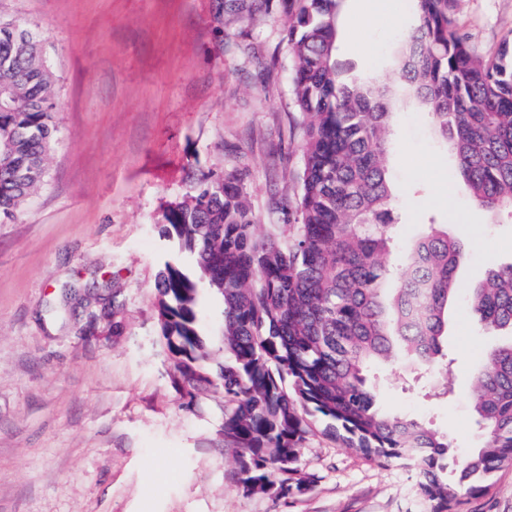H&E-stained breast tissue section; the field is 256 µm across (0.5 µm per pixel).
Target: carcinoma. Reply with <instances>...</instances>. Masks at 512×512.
<instances>
[{
    "label": "carcinoma",
    "instance_id": "1",
    "mask_svg": "<svg viewBox=\"0 0 512 512\" xmlns=\"http://www.w3.org/2000/svg\"><path fill=\"white\" fill-rule=\"evenodd\" d=\"M293 58L295 107L305 120L300 189L278 234L256 223L243 175H204L167 206L159 236L183 261L157 274V322L187 395L218 386L224 437L242 450L247 492L299 489L301 448L315 422L370 460L415 469L430 512H465L512 466V342L480 359L473 409L485 441L458 459L448 439L380 410L368 367L443 355L462 240L432 231L415 240L399 288L385 129L388 90L346 82L336 60L343 0H280ZM419 24L396 57L402 95L431 117L473 202L512 216V58L478 53L456 21L457 0H412ZM58 131L56 82L42 40L0 19V224L45 180ZM222 306L224 362L211 364L201 309ZM487 332L512 337V262L490 268L467 297Z\"/></svg>",
    "mask_w": 512,
    "mask_h": 512
}]
</instances>
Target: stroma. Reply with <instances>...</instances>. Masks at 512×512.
Here are the masks:
<instances>
[{
	"instance_id": "obj_1",
	"label": "stroma",
	"mask_w": 512,
	"mask_h": 512,
	"mask_svg": "<svg viewBox=\"0 0 512 512\" xmlns=\"http://www.w3.org/2000/svg\"><path fill=\"white\" fill-rule=\"evenodd\" d=\"M40 32L59 80L45 183L0 224V512H427L415 470L377 464L322 433L285 496L245 492L224 439V394L189 397L159 332L154 281L175 259L163 212L200 174L240 172L258 223L277 231L298 190L303 116L283 14L263 0H0ZM478 51L512 39V0H458ZM418 24L411 0H344L336 55L394 86ZM389 180L407 250L431 228L471 256L448 305L445 364L376 363L379 406L481 442L473 363L501 344L463 300L512 262V218L472 201L426 112L391 110Z\"/></svg>"
}]
</instances>
